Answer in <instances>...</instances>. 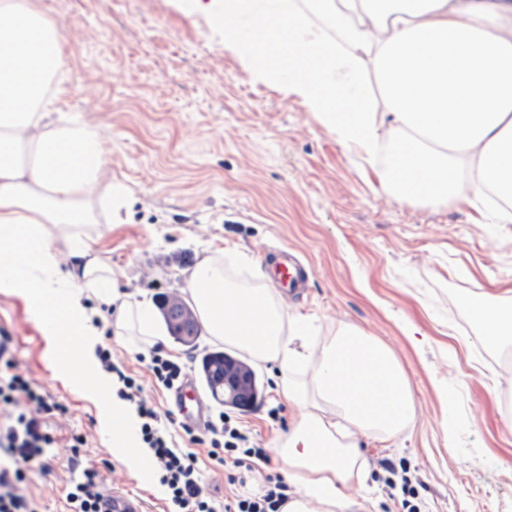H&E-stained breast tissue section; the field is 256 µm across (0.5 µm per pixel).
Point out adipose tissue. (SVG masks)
<instances>
[{
  "mask_svg": "<svg viewBox=\"0 0 512 512\" xmlns=\"http://www.w3.org/2000/svg\"><path fill=\"white\" fill-rule=\"evenodd\" d=\"M203 18L255 82L300 100L399 202L497 188L512 219V0H177ZM64 68L57 18L32 0H0V288L36 318L54 312L61 359L74 374L96 360L86 302L114 325L150 335L147 307L87 241L100 219L123 223L126 188L100 136L64 119L51 84ZM206 331L276 364L293 409L278 442L295 484L285 512H348L344 488L366 471L361 438L393 439L414 397L391 351L347 326L307 353L302 322L272 288L225 280L208 256L187 282ZM480 335L512 344V303L473 298ZM302 381H294L297 371Z\"/></svg>",
  "mask_w": 512,
  "mask_h": 512,
  "instance_id": "adipose-tissue-1",
  "label": "adipose tissue"
}]
</instances>
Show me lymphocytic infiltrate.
Wrapping results in <instances>:
<instances>
[{
  "mask_svg": "<svg viewBox=\"0 0 512 512\" xmlns=\"http://www.w3.org/2000/svg\"><path fill=\"white\" fill-rule=\"evenodd\" d=\"M11 344V337L0 336V367L9 371L7 378H0V449H6L12 460L11 466H0V512H40L39 504L24 496L20 486L30 468L45 466L56 444L48 420L59 405L33 388L24 375L13 372ZM117 382V396L136 407L140 439L151 450L169 512H280L289 498L290 487L278 474L265 475L258 494L242 492L216 504L204 489L193 455L173 448L157 411L141 398L136 378L121 372ZM22 397L27 400L23 408L18 405ZM208 433L211 454L223 462L228 484L243 488L248 473L268 460L265 449L251 446L248 436L227 413L218 414ZM67 501L70 512H111L110 498L102 491L99 474L93 469L85 470L82 478L71 484Z\"/></svg>",
  "mask_w": 512,
  "mask_h": 512,
  "instance_id": "f902f5d3",
  "label": "lymphocytic infiltrate"
}]
</instances>
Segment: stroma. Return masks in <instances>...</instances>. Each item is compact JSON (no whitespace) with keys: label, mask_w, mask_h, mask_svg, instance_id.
<instances>
[{"label":"stroma","mask_w":512,"mask_h":512,"mask_svg":"<svg viewBox=\"0 0 512 512\" xmlns=\"http://www.w3.org/2000/svg\"><path fill=\"white\" fill-rule=\"evenodd\" d=\"M33 3L62 24L60 111L100 133L112 177L131 196L126 222L100 226L92 240L124 290L150 307L159 295H183L212 254L233 277L264 287L265 256L299 252L313 274L303 296L287 299L289 314L320 339L360 327L393 351L414 394L415 419L397 439L361 440L370 479L349 480L350 500L371 493L380 512H406L402 489L378 465L390 459L408 467L421 512H512V356L476 334L468 306L474 296H512V223L481 195L398 204L300 101L254 83L175 0ZM95 323L99 348L138 380L174 446L194 454L206 491L219 503L233 495L223 465L191 441L148 368L156 351L197 376L220 340L204 334L187 347L160 321L150 336L117 330L103 309ZM0 335L13 340L14 372L60 405L49 420L57 440L49 465L28 473L22 494L69 512V485L93 468L105 492L168 512L164 487L112 455V387L71 377L54 338L4 290ZM252 368L262 397L235 416L269 455L248 482L254 489L279 472L277 440L293 411L276 392V367Z\"/></svg>","instance_id":"stroma-1"}]
</instances>
